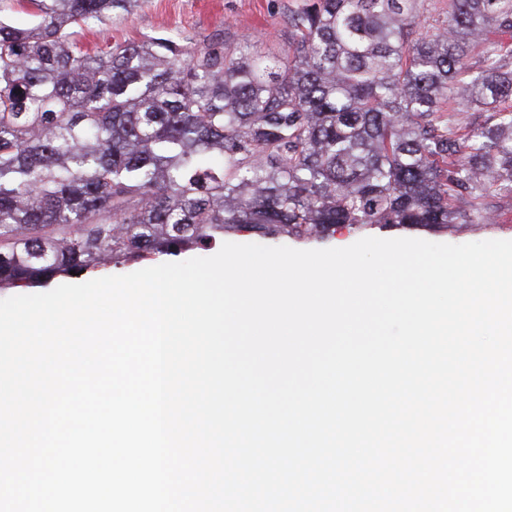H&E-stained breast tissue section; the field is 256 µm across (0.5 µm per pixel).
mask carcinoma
<instances>
[{
	"label": "carcinoma",
	"instance_id": "1",
	"mask_svg": "<svg viewBox=\"0 0 512 512\" xmlns=\"http://www.w3.org/2000/svg\"><path fill=\"white\" fill-rule=\"evenodd\" d=\"M0 20V284L247 230L484 224L512 195V0H296L288 49L218 33L89 50L138 0H17ZM493 112L474 131L462 115ZM0 1L2 20L16 27H29L32 24L30 10L21 7L15 0Z\"/></svg>",
	"mask_w": 512,
	"mask_h": 512
}]
</instances>
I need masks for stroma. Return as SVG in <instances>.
Returning a JSON list of instances; mask_svg holds the SVG:
<instances>
[{
	"label": "stroma",
	"mask_w": 512,
	"mask_h": 512,
	"mask_svg": "<svg viewBox=\"0 0 512 512\" xmlns=\"http://www.w3.org/2000/svg\"><path fill=\"white\" fill-rule=\"evenodd\" d=\"M289 0H140L131 15L95 22L79 31L80 39L95 47L104 42L166 37L181 40L223 33L242 48L277 51L288 44ZM364 237L419 238L431 242L462 244L483 240H512V211L494 216L485 224H452L441 231L375 224L365 227L337 226L329 237L298 241L279 238L295 249L343 248Z\"/></svg>",
	"instance_id": "stroma-1"
}]
</instances>
